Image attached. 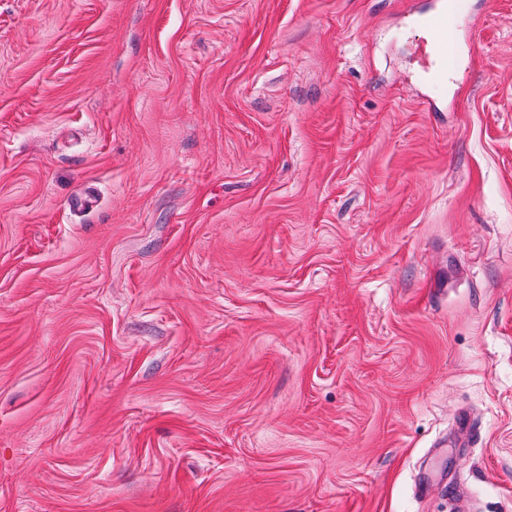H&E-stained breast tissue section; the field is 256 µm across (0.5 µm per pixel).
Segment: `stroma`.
Listing matches in <instances>:
<instances>
[{"mask_svg":"<svg viewBox=\"0 0 512 512\" xmlns=\"http://www.w3.org/2000/svg\"><path fill=\"white\" fill-rule=\"evenodd\" d=\"M429 2L0 0V512H512V0L439 85Z\"/></svg>","mask_w":512,"mask_h":512,"instance_id":"35a3bbf8","label":"stroma"}]
</instances>
